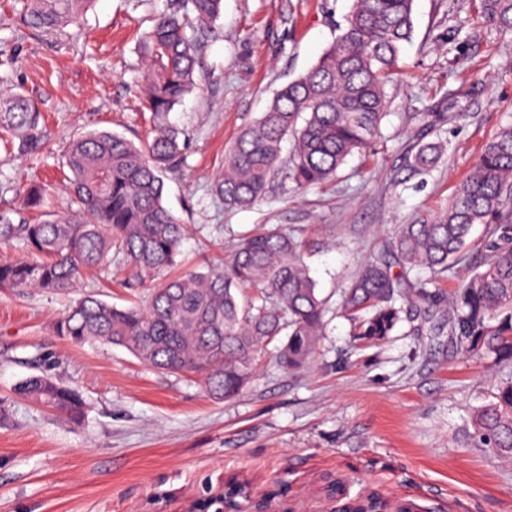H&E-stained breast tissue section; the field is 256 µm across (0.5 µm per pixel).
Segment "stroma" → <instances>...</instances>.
Masks as SVG:
<instances>
[{
	"instance_id": "1",
	"label": "stroma",
	"mask_w": 512,
	"mask_h": 512,
	"mask_svg": "<svg viewBox=\"0 0 512 512\" xmlns=\"http://www.w3.org/2000/svg\"><path fill=\"white\" fill-rule=\"evenodd\" d=\"M175 0H95L52 32L22 21L24 0H0V91L31 96L50 152L0 150V212L14 185L56 183L65 146L88 130L145 142L143 32ZM353 0H224L197 33L200 87L170 120L188 136L185 164L165 178L164 204L190 228L179 270L198 267L243 236L278 224L304 243L327 299L308 369L272 353L235 397H208L195 378L150 368L120 347L75 344L52 331L66 295L0 289V512H188L226 481L275 493L285 512H332V483L349 497L410 501L422 512H512V461L467 443L469 416L512 366L464 353L406 304L386 339L354 342L341 292L395 225L436 213L499 127L512 121V33L481 17L476 0H414L413 41L387 87L381 136L320 187L274 185L258 205L225 209L212 191L226 152L282 86L334 40ZM473 93L453 97L460 83ZM449 113L427 133L426 115ZM446 143L437 167L411 173L414 146ZM113 257L84 291L124 306ZM47 373L76 390L79 423L15 393Z\"/></svg>"
}]
</instances>
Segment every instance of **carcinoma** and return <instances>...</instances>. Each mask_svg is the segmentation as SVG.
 Masks as SVG:
<instances>
[{
  "label": "carcinoma",
  "mask_w": 512,
  "mask_h": 512,
  "mask_svg": "<svg viewBox=\"0 0 512 512\" xmlns=\"http://www.w3.org/2000/svg\"><path fill=\"white\" fill-rule=\"evenodd\" d=\"M93 0H25L26 26L54 30L76 22ZM414 0H353L339 34L318 62L288 83L266 112L233 142L224 173L213 181L229 209H248L275 181L299 189L336 178L355 154L381 136L387 86L414 33ZM224 0H181L143 36L148 59L146 107L151 138L136 145L108 131H88L68 145L65 190L77 217L48 211L36 222L0 214V242L19 241L30 259L0 260V288L69 295L86 274L123 256L120 282L131 297L117 307L94 294L73 299L54 332L76 343L125 348L140 362L176 375H193L214 399L238 395L256 371V355L278 336L286 370L304 367L322 336L327 301L309 276L301 243L278 226L244 237L227 258L175 277L188 229L163 204L162 173L183 163V132L169 121L175 105L197 87L195 34L222 13ZM482 16L512 33V0H479ZM41 112L21 92L0 97V140L25 155L46 148ZM292 136L293 156L281 158ZM443 141L420 145L408 167L427 171ZM46 189L22 187L26 210L43 207ZM483 224L490 239L481 270L462 278L452 295L434 287L466 263L469 235ZM427 310L447 307L448 324L466 352L512 362V123L499 128L448 204L433 216L401 224L343 291L342 309L362 344L385 339L402 320L401 297ZM17 394L74 421L78 394L48 375L31 376ZM468 439L512 461V378L493 387L470 415Z\"/></svg>",
  "instance_id": "1"
}]
</instances>
